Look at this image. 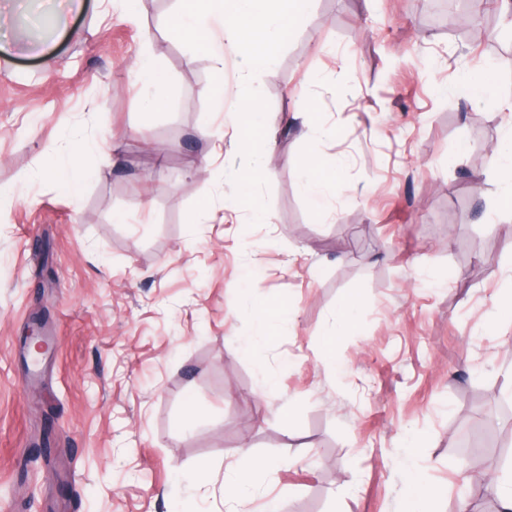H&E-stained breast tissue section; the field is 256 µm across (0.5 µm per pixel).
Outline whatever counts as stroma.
Masks as SVG:
<instances>
[{
  "label": "stroma",
  "instance_id": "obj_1",
  "mask_svg": "<svg viewBox=\"0 0 512 512\" xmlns=\"http://www.w3.org/2000/svg\"><path fill=\"white\" fill-rule=\"evenodd\" d=\"M0 0V512H227L236 449L268 458L253 512H404L406 445L457 512L468 478L502 467L471 399L512 394V217L488 171L512 99V23L478 38L435 26L426 0H313L255 87L277 132L251 225L229 171L243 77L224 66L212 102L210 55L166 22L178 0ZM168 74L146 110L141 54ZM495 64L489 97L459 86ZM330 126L305 138L306 118ZM208 136H200V123ZM92 152L78 196L42 174L73 140ZM344 162L351 199L317 209L301 158ZM201 166L189 168L190 159ZM211 199L225 221H197ZM283 304L259 353L253 293ZM354 329L338 365L327 330L351 294ZM45 322L48 351L25 342ZM274 377L264 389L263 374Z\"/></svg>",
  "mask_w": 512,
  "mask_h": 512
}]
</instances>
